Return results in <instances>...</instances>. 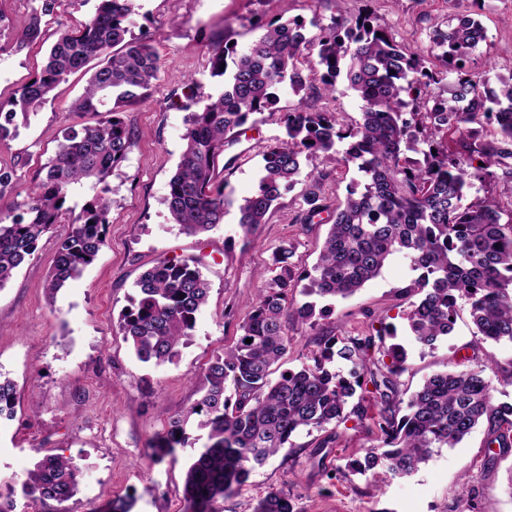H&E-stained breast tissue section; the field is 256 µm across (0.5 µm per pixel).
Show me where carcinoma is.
Listing matches in <instances>:
<instances>
[{"mask_svg":"<svg viewBox=\"0 0 512 512\" xmlns=\"http://www.w3.org/2000/svg\"><path fill=\"white\" fill-rule=\"evenodd\" d=\"M133 2L97 0L78 27L60 32L39 72L19 87L8 111H0L1 144L15 135L17 117L27 118L61 82L83 69L86 85L69 111L101 114L97 122L57 140L44 176L25 189L21 210L0 211V288L55 224H69L71 230L57 241L45 280L51 304L105 245L116 191L108 178L132 146L133 133L120 107L145 99L160 70L150 33L136 36L128 25ZM58 6L59 0H38L17 35V46L42 42L44 18ZM253 26L263 33L246 49L213 48L210 73L222 78L216 94L200 99L197 83L187 85V97L200 99L201 106L186 118L166 208L182 231L200 235L224 223L235 206L248 244L257 241L259 227L282 192L302 183L304 209L297 221L309 224L328 210L332 224L310 272L301 275L292 268L290 245L273 252L274 275L260 276L240 335L205 368L201 398L170 418L166 433L150 444L163 456L174 454L188 439L186 424L192 418L207 431V443L185 472L186 512H219L216 504L238 494L254 472L294 447L299 431H325L345 420L348 409L363 420L368 394L379 407L378 443L363 458L345 463L349 475L382 467L394 476H408L481 423L488 427L485 456L507 457L512 452V402L496 401L483 368L435 374L405 400L398 381L407 359L404 346H385L380 333L338 336L325 330L299 368L282 371L275 381L270 375L288 350L289 327L313 328L325 317V308H316L306 297L347 299L378 277L396 253L419 273L405 292L424 293L406 312L415 342L432 346L450 335V318L465 299L482 340L512 343V223H501L498 205L490 200L464 203L475 183L494 178L492 167L512 157V76L496 90L480 91L466 63L484 40V29L467 15L446 30H433L432 43L440 50L435 58L453 76L442 93L431 89L436 80L428 59L397 43L368 9L353 19H333L315 40L296 18H259ZM93 59L97 63L91 67ZM316 73L331 95L337 78L345 79L361 100L360 120L304 105L283 113L286 139L261 152L257 186L235 204L225 192L226 182L217 177V161L228 145L225 135L253 115L275 110L279 84L287 81L298 93ZM484 120L496 125V138L480 143L465 160L449 155L447 144L436 140L448 131L476 135L471 125ZM339 144L344 145L342 161L357 167L361 181L350 185L344 203L331 211L322 196L323 175L304 171L302 158ZM84 181L96 192L77 211L68 206V198L73 186ZM18 182L15 168L0 166V198L15 192ZM303 280L307 284L302 286ZM134 290L119 315L118 333L140 361L174 362L209 298L201 261L160 257L140 275ZM298 294L303 299H296ZM336 357L346 362L347 373L330 368ZM16 406L14 382L0 376V419L13 418ZM79 475L73 458L45 454L7 493L0 492V499H8L0 503V512H14L18 494L45 508L55 503L60 506L56 512H65L61 505L77 495ZM253 512H294V507L287 495L270 491Z\"/></svg>","mask_w":512,"mask_h":512,"instance_id":"cac0c4a2","label":"carcinoma"}]
</instances>
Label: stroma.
<instances>
[{
	"mask_svg": "<svg viewBox=\"0 0 512 512\" xmlns=\"http://www.w3.org/2000/svg\"><path fill=\"white\" fill-rule=\"evenodd\" d=\"M34 5V0H0V102L11 100L41 67L43 46L19 50L14 44ZM367 7L399 44L424 53L431 49L435 26L471 16L486 33L471 70L489 88L512 76V0H135L130 27L150 29L160 70L147 98L122 109L133 144L110 178L118 191L112 196L106 244L83 275L48 303L44 281L56 240L69 231L68 225H55L0 289V374L15 383L18 396L15 418L0 421L1 488L52 451L75 459L82 470L70 512H104L119 497L133 498V512H184L185 472L206 436L188 423L187 445L161 460L153 456L149 440L199 399L203 370L239 336L273 251L291 244L297 271L310 270L329 228L325 222L296 223L302 207L299 184L283 195L252 244L244 242L233 211L219 229L202 236L172 224L163 200L183 150L185 119L194 109L185 82L195 77L201 94L216 93L219 81L210 75L209 51L226 42L242 49L258 38L260 29L250 24L254 13L268 20L303 18L314 38L333 17H353ZM85 84L83 74L69 76L53 99L19 122L14 139L0 144V165L16 166L20 187L41 174L65 130L93 122V115L69 110ZM276 93V111L258 114L254 124L234 133L225 152L232 164L222 176L235 200L254 190L262 148L284 139L282 111L302 103L334 108L351 119L359 116L361 101L342 79L332 100L316 78L302 93L286 82ZM304 168L324 173L323 197L332 207L344 200L349 183L360 179L355 166L337 163L332 153L313 155ZM495 172L493 181L476 186L468 198H493L506 223L512 221V158ZM188 256L203 262L211 283L208 302L174 362H140L114 328L118 314L139 275L156 259ZM415 277L403 255L391 256L377 278L333 303L336 335L367 331L371 320L385 318L386 344H401L408 353L401 392L412 393L435 373L482 364L495 399L512 400V344L476 336L466 302L458 304L452 333L434 347L421 346L409 335L403 314L411 298L403 289ZM491 357L496 360L492 366L487 363ZM377 435L372 421L348 419L336 426L327 456L317 460L311 451L321 433L300 431L294 447L253 473L240 494L225 499L224 512H252L256 500L272 490L288 494L295 512H512V456L486 459V427L457 447L440 449L410 476L338 473L347 460L363 457Z\"/></svg>",
	"mask_w": 512,
	"mask_h": 512,
	"instance_id": "35a3bbf8",
	"label": "stroma"
}]
</instances>
